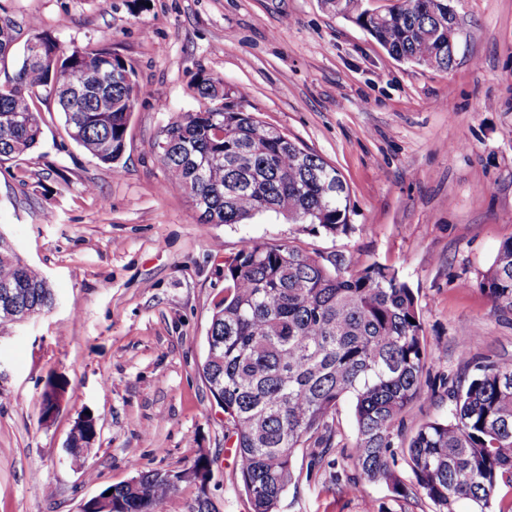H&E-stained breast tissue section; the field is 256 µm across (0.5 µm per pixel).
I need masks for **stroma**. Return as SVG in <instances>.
Returning a JSON list of instances; mask_svg holds the SVG:
<instances>
[{
  "instance_id": "35a3bbf8",
  "label": "stroma",
  "mask_w": 512,
  "mask_h": 512,
  "mask_svg": "<svg viewBox=\"0 0 512 512\" xmlns=\"http://www.w3.org/2000/svg\"><path fill=\"white\" fill-rule=\"evenodd\" d=\"M454 5L455 60L440 71L394 60L324 0H0L18 43L39 21L61 47L99 43L131 60L156 92L132 113L118 164L69 140L50 99L31 158L0 164V231L56 298L38 321L0 334V512H77L138 472L181 470L202 454L217 512H251L202 373L224 260L250 241L340 252L355 270L394 266L415 293L434 374L454 384L484 358L512 360V313L478 287L512 237V0ZM201 71L336 168L349 189L347 233L273 213L205 224L166 188L152 145L172 114L198 109L189 85ZM51 377L67 386L47 421ZM87 412L97 438L76 458L66 442ZM334 427V446L297 450L277 512H431L383 482L351 491V402Z\"/></svg>"
}]
</instances>
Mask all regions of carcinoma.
Returning a JSON list of instances; mask_svg holds the SVG:
<instances>
[{"label": "carcinoma", "mask_w": 512, "mask_h": 512, "mask_svg": "<svg viewBox=\"0 0 512 512\" xmlns=\"http://www.w3.org/2000/svg\"><path fill=\"white\" fill-rule=\"evenodd\" d=\"M361 0H325L355 22L396 60L420 66L452 63L448 45V0H396L380 15ZM13 23L0 17V63L14 53ZM191 92L195 112L171 116L153 149L167 185L186 194L205 224H239L264 213L310 224L337 236L350 221L348 188L317 154L246 108L241 93L203 71ZM54 98L68 137L105 164L118 163L129 119L149 90L133 66L102 46L63 51L34 24L20 67L0 81V162L26 161L47 119L42 95ZM17 285L15 312L0 311V332L19 314L40 316L55 304L47 278L24 263L16 249L0 247V284ZM495 309L512 311V238L503 241L479 282ZM207 335L214 354L202 371L224 408V438L238 461L237 484L252 512H277L295 479L296 451L314 439L331 445L330 419L344 400L356 422L354 456L360 470L352 487L385 481L398 493L428 498L436 512H456L467 500L473 512H495L500 484L512 486V363L480 368L453 392L448 419L420 425L404 440L403 414L438 389L415 294L398 270L373 263L350 269L341 253L327 258L292 244L249 242L224 263V298ZM65 382L48 379L50 393ZM403 448L409 484L396 475L395 449ZM190 470L197 495L188 512H217L206 492L210 462L196 458ZM168 471L135 476V487H113L115 512H163L179 485Z\"/></svg>", "instance_id": "1"}]
</instances>
